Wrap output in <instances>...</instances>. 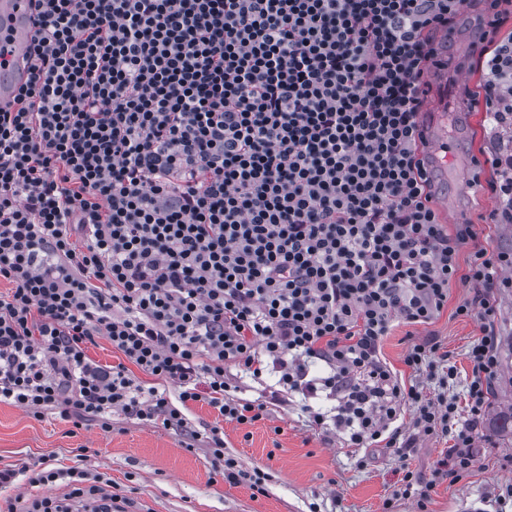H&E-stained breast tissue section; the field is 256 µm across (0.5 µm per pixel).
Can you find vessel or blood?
I'll return each instance as SVG.
<instances>
[{"label": "vessel or blood", "instance_id": "vessel-or-blood-1", "mask_svg": "<svg viewBox=\"0 0 512 512\" xmlns=\"http://www.w3.org/2000/svg\"><path fill=\"white\" fill-rule=\"evenodd\" d=\"M33 34L31 0H0V105L11 103L18 88L28 76V48ZM467 52H479L481 36L469 27L438 29L433 46L439 55H446L449 45ZM422 81L428 91L417 112L422 132V155L431 175L445 171L448 160H455L453 176L460 185H467L472 159L469 153L448 142V67L433 65L425 70Z\"/></svg>", "mask_w": 512, "mask_h": 512}]
</instances>
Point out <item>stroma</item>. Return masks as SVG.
<instances>
[{
    "label": "stroma",
    "instance_id": "obj_1",
    "mask_svg": "<svg viewBox=\"0 0 512 512\" xmlns=\"http://www.w3.org/2000/svg\"><path fill=\"white\" fill-rule=\"evenodd\" d=\"M466 128L465 146L483 160L482 179H489V163L498 149L512 146V139L491 131L483 113L449 115L448 133ZM450 205L467 211L477 239L459 253L460 267H467L473 247L488 252H512V225L491 224L488 214L496 202L489 190L460 193L448 185ZM472 294L464 279L452 282L448 303L440 315L424 326L394 325L382 344V356L402 378L412 375L403 357L412 344L430 337L447 351L457 371L449 392L464 398L472 365L466 356L481 334L480 323L458 316L456 307ZM497 327L503 339L498 380L490 396V408L476 444L479 460L474 470L459 482H442L430 493L426 508L416 500H399L389 512H512V502L500 501L505 487L512 485V435L500 427L502 415L512 412V288L498 296ZM226 379L236 396L267 405L265 419L252 424L224 422L207 404H190L186 417L192 429L203 432L218 425L224 429V454L242 470L268 473L266 491L253 493L248 484H232L217 473L206 440L188 441L186 436L141 424L125 415H114L111 432L94 422L74 427L59 410H46L35 419L22 408L0 403V468L21 469L41 458L62 468L72 464L76 449L90 453V469L112 479L119 494L128 497L127 512H388L384 503L397 481L400 465H407L423 478H430L438 460L452 444L451 438L419 439L406 454L393 448H378L368 458L347 447L335 429L309 427L303 403L330 410L334 400L286 395L284 401H267L264 388L275 376L262 381L228 368Z\"/></svg>",
    "mask_w": 512,
    "mask_h": 512
}]
</instances>
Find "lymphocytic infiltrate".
Wrapping results in <instances>:
<instances>
[{"label":"lymphocytic infiltrate","mask_w":512,"mask_h":512,"mask_svg":"<svg viewBox=\"0 0 512 512\" xmlns=\"http://www.w3.org/2000/svg\"><path fill=\"white\" fill-rule=\"evenodd\" d=\"M32 2L29 76L0 106V402L36 418L59 405L106 433L119 412L194 439L191 402L228 423L261 420L264 404L236 397L224 373L270 367L271 400L335 398L333 419L309 421L333 423L350 447L452 436L431 479L402 469L393 498L424 501L468 475L512 255L474 249L464 273L473 295L456 312L481 322L464 401L448 395L457 372L434 339L406 352L409 385L381 355L395 322L440 315L477 237L435 210L416 122L431 35L466 0ZM486 76L483 110L504 123L512 37ZM492 166L472 183L499 201L490 223L512 224V154ZM98 336L124 363L88 357ZM207 444L225 479L262 491L263 471L225 457L223 428ZM20 475L68 479L96 512L121 499L78 466L0 469V486Z\"/></svg>","instance_id":"f902f5d3"}]
</instances>
